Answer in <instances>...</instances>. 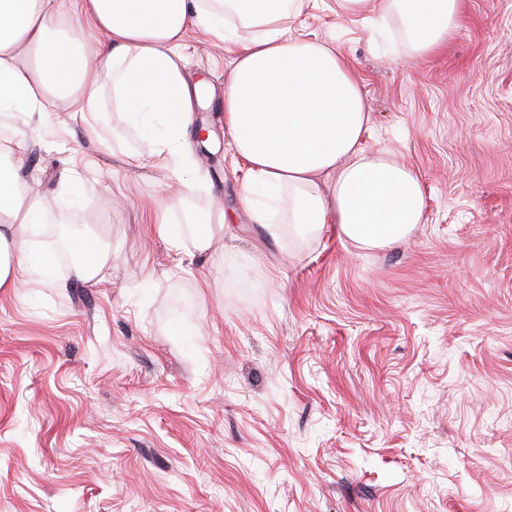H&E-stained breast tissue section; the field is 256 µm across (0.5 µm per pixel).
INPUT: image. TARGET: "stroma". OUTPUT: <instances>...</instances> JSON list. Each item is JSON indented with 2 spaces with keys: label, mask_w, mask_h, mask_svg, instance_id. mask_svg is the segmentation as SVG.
<instances>
[{
  "label": "stroma",
  "mask_w": 512,
  "mask_h": 512,
  "mask_svg": "<svg viewBox=\"0 0 512 512\" xmlns=\"http://www.w3.org/2000/svg\"><path fill=\"white\" fill-rule=\"evenodd\" d=\"M291 27L353 59L364 147L420 170L423 224L371 249L253 223L209 107L230 58L197 33L194 200L227 217L211 255L155 233L182 187L118 113L99 139L62 104L0 116L44 198L26 283L0 293V512H512V0H463L427 59L374 0ZM69 222L112 248L97 283L53 257L46 228Z\"/></svg>",
  "instance_id": "stroma-1"
}]
</instances>
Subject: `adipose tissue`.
Returning <instances> with one entry per match:
<instances>
[{
    "label": "adipose tissue",
    "instance_id": "obj_1",
    "mask_svg": "<svg viewBox=\"0 0 512 512\" xmlns=\"http://www.w3.org/2000/svg\"><path fill=\"white\" fill-rule=\"evenodd\" d=\"M310 0H0V110L45 118L47 104L72 112L118 105L126 123L154 142L157 165L191 187L182 159L200 83L179 49L190 32L223 44L231 56L224 127L253 176L241 204L256 223L279 209L306 231L336 225L368 248L408 236L424 215L418 169L361 146L370 114L353 63L336 46L293 36L290 17ZM460 0H378L402 13L416 57L434 54L456 25ZM188 197L161 201L160 237L211 253L225 213L174 231L169 215ZM42 196L0 168V290L21 287L32 217Z\"/></svg>",
    "mask_w": 512,
    "mask_h": 512
}]
</instances>
